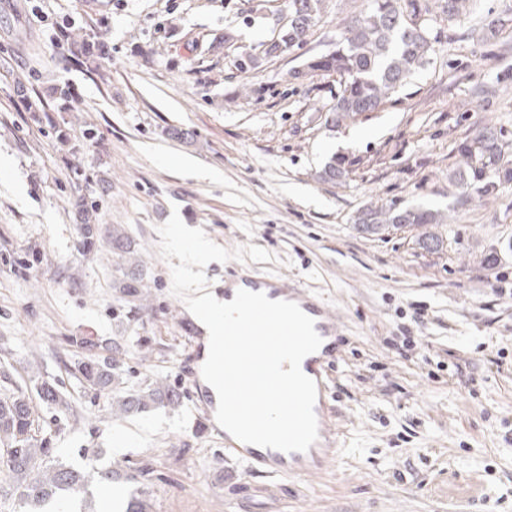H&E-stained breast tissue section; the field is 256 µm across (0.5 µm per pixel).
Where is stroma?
I'll use <instances>...</instances> for the list:
<instances>
[{
  "label": "stroma",
  "mask_w": 512,
  "mask_h": 512,
  "mask_svg": "<svg viewBox=\"0 0 512 512\" xmlns=\"http://www.w3.org/2000/svg\"><path fill=\"white\" fill-rule=\"evenodd\" d=\"M370 5L327 0L305 42L270 58L285 0H0V366L62 382L69 408L43 410V432L91 473L94 498L97 471L145 468L118 489L149 512H512V182L480 199L452 179L459 145L488 130L512 168V0H474L462 25L428 0L430 64L378 110L328 125L337 79L306 64ZM82 50L90 68L72 62ZM334 156L350 173L332 183ZM80 196L103 231L88 250ZM371 207L442 221L365 233ZM177 224L206 256L187 258ZM115 227L130 254L113 253ZM134 262L138 300L119 290ZM240 268L343 321L328 372L341 447L319 473H251L206 418L186 300L223 294ZM405 336L429 359L400 357ZM82 339L102 354L120 342L124 387L161 379L179 404L113 416L111 395L72 373Z\"/></svg>",
  "instance_id": "stroma-1"
}]
</instances>
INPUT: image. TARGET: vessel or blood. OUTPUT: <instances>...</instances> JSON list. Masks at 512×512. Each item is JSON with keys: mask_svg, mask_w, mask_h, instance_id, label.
Instances as JSON below:
<instances>
[{"mask_svg": "<svg viewBox=\"0 0 512 512\" xmlns=\"http://www.w3.org/2000/svg\"><path fill=\"white\" fill-rule=\"evenodd\" d=\"M240 289L264 293L272 300L295 302L314 319L322 345L317 352L304 358L301 369L317 385L315 414L318 439L303 453L264 449L241 443L229 435L224 438V447L250 471L269 477L302 476L319 472L335 457L339 448V430L333 423V410L328 403V369L337 360L343 340L341 321L321 297L309 290L289 285L281 279L261 277L248 272L232 275L224 281L225 300H233L236 291Z\"/></svg>", "mask_w": 512, "mask_h": 512, "instance_id": "b4317fda", "label": "vessel or blood"}]
</instances>
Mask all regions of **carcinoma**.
Returning <instances> with one entry per match:
<instances>
[{"label":"carcinoma","instance_id":"carcinoma-1","mask_svg":"<svg viewBox=\"0 0 512 512\" xmlns=\"http://www.w3.org/2000/svg\"><path fill=\"white\" fill-rule=\"evenodd\" d=\"M326 0H289L290 19L277 41L264 55L277 57L304 42L311 27L325 11ZM443 13L450 19L464 20L470 13L472 0H441ZM429 12L421 0H373L371 8L348 25L336 42V49L308 64L313 71L331 72L339 78L340 90L328 109L326 122L336 125L365 112H373L402 88L429 61L437 35L422 19ZM502 145L488 131L459 146L465 168L458 172L457 182L479 197L498 190L502 182L512 181V169L501 165ZM324 178L331 181L348 176L346 161L332 158L324 167ZM440 214L433 210L410 208L402 211L368 209L358 223L379 228L385 224H437ZM142 270L131 268L121 288L132 297L142 295ZM89 354L77 362L75 370L89 387L110 391L119 384L123 362L121 346L113 345L112 354L93 353L95 345L83 342ZM34 391L12 382L3 375L0 384V470L8 478V487L0 485V493L16 495L29 506V512L55 499H66L84 492L85 476L62 463L53 462L55 449L47 437H38V416L33 399L44 406L64 410L69 407L56 382L40 375L31 378ZM180 395L161 384H152L116 397L112 411L130 414L150 408L178 403Z\"/></svg>","mask_w":512,"mask_h":512}]
</instances>
